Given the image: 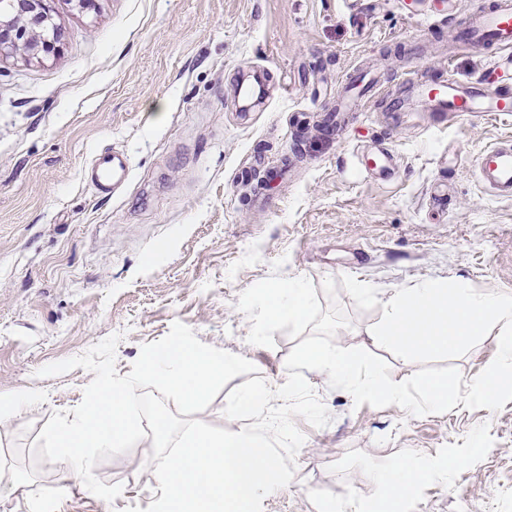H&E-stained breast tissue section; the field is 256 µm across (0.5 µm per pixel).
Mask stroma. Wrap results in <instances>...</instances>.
<instances>
[{"label": "stroma", "instance_id": "35a3bbf8", "mask_svg": "<svg viewBox=\"0 0 512 512\" xmlns=\"http://www.w3.org/2000/svg\"><path fill=\"white\" fill-rule=\"evenodd\" d=\"M478 2L97 0L82 12L55 0L60 56L0 60V396L45 398L0 421V466L37 468L32 483L0 491V512H124L154 501L152 438L94 468L123 486L110 503L65 464L29 455L93 378L80 367L53 377L39 369L110 335L120 337L121 376L179 321L283 385L296 339L280 330L274 347L249 344L237 308L278 258L281 276L308 278L324 308L323 282L346 275L383 295L424 279L512 291V199L493 196L474 169L481 150L512 139V114L395 108L407 96L404 68L419 82L481 75L488 56L458 47L448 24ZM365 66L382 74L385 99L327 128L342 82ZM249 72L263 75L265 91L246 111L237 88ZM111 150L130 157L132 178L107 195L84 168ZM382 150L394 159L388 176L363 162ZM336 301L349 324L335 345L374 351L397 382L417 371L373 346L380 309L359 311L342 289ZM305 377L332 421L316 428L295 417L305 442L294 478L265 497L263 512L381 499L367 471L407 456L436 470L403 512H512V401L418 417L355 406L317 371ZM456 457L465 465L449 469Z\"/></svg>", "mask_w": 512, "mask_h": 512}]
</instances>
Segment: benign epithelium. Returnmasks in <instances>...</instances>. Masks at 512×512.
I'll list each match as a JSON object with an SVG mask.
<instances>
[{
    "label": "benign epithelium",
    "instance_id": "obj_1",
    "mask_svg": "<svg viewBox=\"0 0 512 512\" xmlns=\"http://www.w3.org/2000/svg\"><path fill=\"white\" fill-rule=\"evenodd\" d=\"M54 0H0V58L21 54L43 62L62 51Z\"/></svg>",
    "mask_w": 512,
    "mask_h": 512
}]
</instances>
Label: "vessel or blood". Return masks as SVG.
Masks as SVG:
<instances>
[{"mask_svg": "<svg viewBox=\"0 0 512 512\" xmlns=\"http://www.w3.org/2000/svg\"><path fill=\"white\" fill-rule=\"evenodd\" d=\"M458 45L487 52L489 65L474 81L425 82L416 88V99L429 112L467 116L479 112L512 113V0L489 4L454 25ZM378 75L363 72L351 77L337 104L347 111L350 99L378 94ZM477 176L495 196L512 197V140L492 144L478 154ZM128 156L112 151L94 156L86 166L88 182L99 192L114 193L128 183Z\"/></svg>", "mask_w": 512, "mask_h": 512, "instance_id": "b4317fda", "label": "vessel or blood"}]
</instances>
